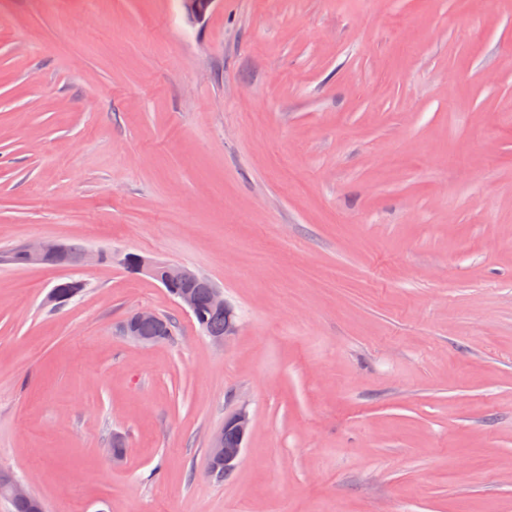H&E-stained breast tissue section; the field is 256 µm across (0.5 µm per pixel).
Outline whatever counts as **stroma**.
Wrapping results in <instances>:
<instances>
[{
	"label": "stroma",
	"instance_id": "35a3bbf8",
	"mask_svg": "<svg viewBox=\"0 0 512 512\" xmlns=\"http://www.w3.org/2000/svg\"><path fill=\"white\" fill-rule=\"evenodd\" d=\"M41 240L103 255L0 262V467L46 512H512V0H0V255ZM130 267L138 273L156 280L163 288H173L180 281H197L198 274L186 266L174 265L167 262L148 260L140 256L128 257ZM191 288H193L195 292L197 305L203 313L206 329L212 335H223L207 337L211 340L212 343L218 346H224L226 341L232 338L237 333L238 325L234 318L232 308L224 299L223 289L218 288L212 281L206 283L205 286L203 282H199L193 284ZM191 288H182L179 290H174L173 298L176 300V302L183 311L192 315L194 318H197L200 321L201 325H203V321L200 318V315L196 308L195 297L193 294V290ZM210 306L214 309H212ZM224 315L226 318L225 328ZM165 320L170 329L168 337L165 336L167 334L168 327L164 319L159 314L149 309H140L132 313L121 323L119 330L121 335L127 339L143 346H151L159 343L165 337H167L165 340L172 338V320L169 318H165ZM144 324L153 325L155 332L152 334L153 328L146 326L143 330L144 334L142 331V326ZM229 431L234 434L235 444L233 448L228 446V444L232 445L234 443L233 436L231 434L226 435ZM251 431L252 421L246 409H240L225 419L224 426L215 433L209 448V473L211 476H222L218 479L223 480L225 474L237 470ZM225 435L228 443L224 439Z\"/></svg>",
	"mask_w": 512,
	"mask_h": 512
}]
</instances>
